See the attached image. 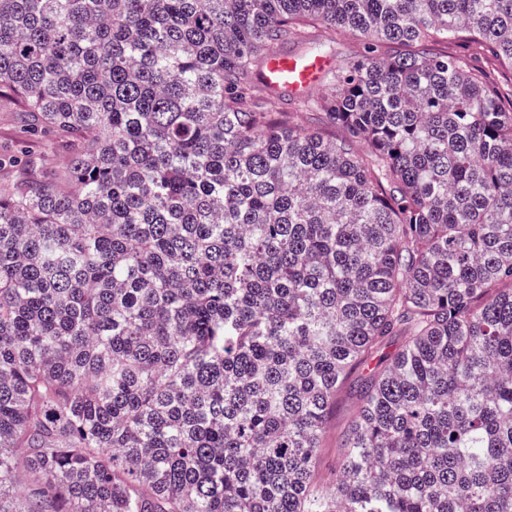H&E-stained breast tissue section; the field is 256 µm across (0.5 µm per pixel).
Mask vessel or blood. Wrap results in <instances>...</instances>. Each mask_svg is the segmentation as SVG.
<instances>
[{"mask_svg":"<svg viewBox=\"0 0 512 512\" xmlns=\"http://www.w3.org/2000/svg\"><path fill=\"white\" fill-rule=\"evenodd\" d=\"M330 62L320 55L271 53L263 68V79L275 93L295 96L317 81Z\"/></svg>","mask_w":512,"mask_h":512,"instance_id":"1","label":"vessel or blood"}]
</instances>
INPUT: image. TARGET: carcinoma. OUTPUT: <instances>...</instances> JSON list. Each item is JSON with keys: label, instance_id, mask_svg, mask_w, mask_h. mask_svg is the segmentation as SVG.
Here are the masks:
<instances>
[{"label": "carcinoma", "instance_id": "obj_1", "mask_svg": "<svg viewBox=\"0 0 512 512\" xmlns=\"http://www.w3.org/2000/svg\"><path fill=\"white\" fill-rule=\"evenodd\" d=\"M322 29L333 139L262 79ZM459 40L512 69V0H0L73 148L0 186V512H512V103ZM320 37L327 41H333L330 47L334 63H336V59L344 60L345 62L353 61L361 56L363 52L362 41L352 32L338 33L331 38L330 33L326 31ZM275 106L277 112H294L293 121L302 128L317 131L327 137H340L344 134L343 128L333 124L323 112L302 111L292 97H278ZM356 378L357 373L353 374L347 381L336 408L326 424L322 448H320L316 463L319 475L325 478L332 477L331 473H333L336 465V458L343 436L359 410V403L354 391Z\"/></svg>", "mask_w": 512, "mask_h": 512}]
</instances>
